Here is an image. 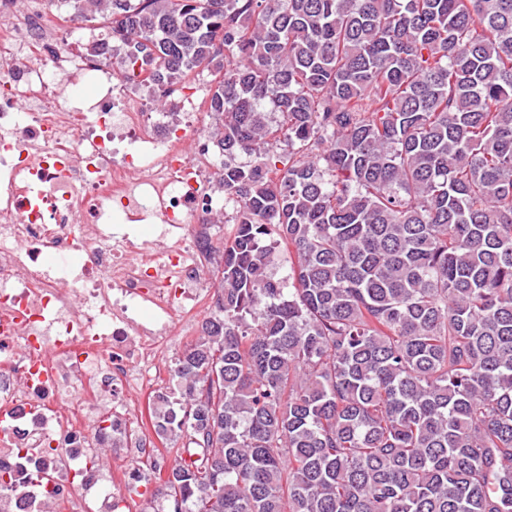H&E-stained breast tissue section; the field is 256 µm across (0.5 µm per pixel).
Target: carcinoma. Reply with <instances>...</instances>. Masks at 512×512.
I'll use <instances>...</instances> for the list:
<instances>
[{"label": "carcinoma", "instance_id": "cac0c4a2", "mask_svg": "<svg viewBox=\"0 0 512 512\" xmlns=\"http://www.w3.org/2000/svg\"><path fill=\"white\" fill-rule=\"evenodd\" d=\"M72 2L126 72L217 75L165 512H512V0Z\"/></svg>", "mask_w": 512, "mask_h": 512}]
</instances>
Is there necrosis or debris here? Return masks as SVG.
I'll list each match as a JSON object with an SVG mask.
<instances>
[{
  "instance_id": "necrosis-or-debris-1",
  "label": "necrosis or debris",
  "mask_w": 512,
  "mask_h": 512,
  "mask_svg": "<svg viewBox=\"0 0 512 512\" xmlns=\"http://www.w3.org/2000/svg\"><path fill=\"white\" fill-rule=\"evenodd\" d=\"M81 18L61 27L50 0H0V500L40 512L65 498L86 512L102 489L88 438L105 412L85 383L132 409L160 349L213 308L211 217L224 204L215 150L200 137L205 85L143 89L120 63L77 53ZM37 54L39 65L27 57ZM95 84L94 98L74 95ZM167 109H151L154 96Z\"/></svg>"
}]
</instances>
